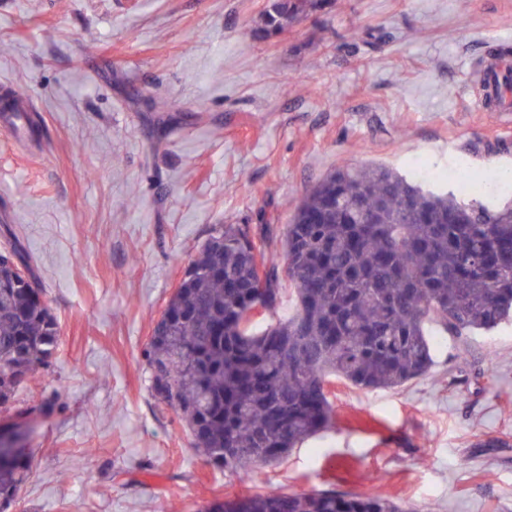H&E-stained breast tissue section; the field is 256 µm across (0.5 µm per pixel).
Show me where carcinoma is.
<instances>
[{
	"label": "carcinoma",
	"instance_id": "carcinoma-1",
	"mask_svg": "<svg viewBox=\"0 0 512 512\" xmlns=\"http://www.w3.org/2000/svg\"><path fill=\"white\" fill-rule=\"evenodd\" d=\"M317 0H271L276 34ZM271 224H226L191 257L145 352L149 388L172 407L208 464L256 479L306 439L331 430L326 390L340 378L394 389L429 372L432 328L463 336L512 316V203L464 201L397 172L339 169L297 204L269 251ZM267 270L257 288L256 263ZM25 268L33 285L20 281ZM286 278L295 316L272 315ZM60 326L19 240L0 254V409L55 358ZM32 466L24 440L0 456V509ZM198 512H414L378 492L261 489Z\"/></svg>",
	"mask_w": 512,
	"mask_h": 512
}]
</instances>
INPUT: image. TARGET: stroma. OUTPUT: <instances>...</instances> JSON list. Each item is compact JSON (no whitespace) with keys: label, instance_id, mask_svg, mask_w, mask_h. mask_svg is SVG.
<instances>
[{"label":"stroma","instance_id":"1","mask_svg":"<svg viewBox=\"0 0 512 512\" xmlns=\"http://www.w3.org/2000/svg\"><path fill=\"white\" fill-rule=\"evenodd\" d=\"M267 4L0 0V82L40 107L20 138L0 112V251L19 238L61 327L16 395L51 409L6 512H197L250 490L148 388L152 328L200 245L283 227L337 169L512 171V115L480 106L476 75L512 65V0H332L275 35ZM435 342L400 388L331 380L335 428L263 486L512 512V321Z\"/></svg>","mask_w":512,"mask_h":512}]
</instances>
